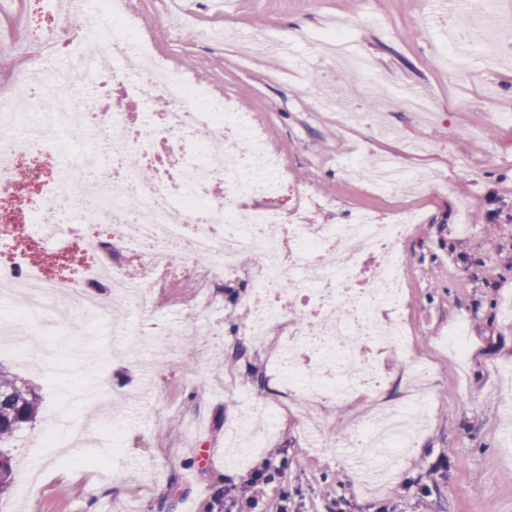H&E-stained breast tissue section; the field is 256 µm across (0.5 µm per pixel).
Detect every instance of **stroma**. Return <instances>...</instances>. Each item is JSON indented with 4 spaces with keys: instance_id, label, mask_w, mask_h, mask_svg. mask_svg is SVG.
<instances>
[{
    "instance_id": "35a3bbf8",
    "label": "stroma",
    "mask_w": 512,
    "mask_h": 512,
    "mask_svg": "<svg viewBox=\"0 0 512 512\" xmlns=\"http://www.w3.org/2000/svg\"><path fill=\"white\" fill-rule=\"evenodd\" d=\"M140 25L157 48L212 92L230 98L263 130L288 163L280 206L299 192L337 198L339 209L311 211L317 224H341L350 211L417 208L418 224L399 249L406 262L402 318L414 357L428 369V425L408 457L402 479L376 492L361 491L356 455H369L355 433L370 399L358 393L319 410L332 452H314L303 440V410L290 409L278 434L238 467L224 447V430L240 420L233 399L219 389L224 358L238 365L259 395L281 391L266 378L262 359L248 347L225 349L242 321L226 303L220 319H200L177 337L180 359L152 370L159 346L116 354L111 331L87 335L62 329L55 338L64 355L54 379L0 354V364L37 388L36 421L9 443L13 480L29 462L42 472L38 493L17 488L0 495V512H243L233 487L251 468L271 461L262 512H512V53L498 61L468 51L461 74L445 57L452 30L447 15L430 17L429 0H132ZM339 28L374 74L359 85L345 59L314 41ZM318 81L324 102L312 107L304 89ZM359 85L353 106L375 98L379 85L420 90L428 110L409 111L388 97L369 122L340 127L336 95ZM389 160L396 173L439 182L436 190L372 181L367 164ZM500 218L486 227L482 216ZM195 288L181 281L154 291L148 310L109 300L103 316L137 330L162 318L168 302L191 303ZM462 324L466 350L448 336ZM385 381L384 397L402 402L412 368L396 350L371 356ZM110 371L95 413L73 404L69 416L85 419L89 440L69 469L36 457L30 443L52 414L57 389L91 383L93 369ZM200 417L186 431L185 420Z\"/></svg>"
}]
</instances>
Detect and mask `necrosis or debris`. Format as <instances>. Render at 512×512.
Listing matches in <instances>:
<instances>
[{"label": "necrosis or debris", "instance_id": "obj_1", "mask_svg": "<svg viewBox=\"0 0 512 512\" xmlns=\"http://www.w3.org/2000/svg\"><path fill=\"white\" fill-rule=\"evenodd\" d=\"M67 47L73 58H94L92 93L67 78L48 79L44 59ZM150 84L167 111L139 113L141 86ZM253 144L250 153L237 149ZM138 155L153 169L145 180L131 175L125 160ZM56 156L50 177L35 176L40 203L16 206L27 194L15 177L19 160ZM288 182V165L270 151L247 113L198 86L173 68L144 40L128 0H101L95 15L61 9L58 0H31L23 29L0 39V330L42 335L46 327L98 324L105 293L147 307L152 291L191 279L195 301L179 306L154 334L166 363H173L175 334L196 317L224 310L223 286L247 276L251 289L238 296L244 312L238 333L265 359V370L316 407L356 392L381 397L384 381L365 348L401 346L403 258L396 245L418 217L397 210L386 221L363 211L347 223L314 224L312 209H336L338 200L312 196L283 209L270 205ZM98 198L95 207L86 197ZM70 201L78 223L62 227L59 203ZM139 257L148 285L129 280L116 253ZM180 265H172V253ZM251 253L254 264L242 269ZM377 256L373 280L356 289L337 315L357 253ZM301 297L302 322L277 307L283 293ZM25 307L13 308L17 298ZM226 390L246 419L277 422L286 403L251 393L236 379ZM427 390L414 385L403 405L373 410L358 435L378 448L383 478L394 459L407 454L427 417ZM243 424L224 432L225 447L247 450L251 433ZM84 425L48 426L37 451L72 465Z\"/></svg>", "mask_w": 512, "mask_h": 512}]
</instances>
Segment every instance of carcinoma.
<instances>
[{"mask_svg":"<svg viewBox=\"0 0 512 512\" xmlns=\"http://www.w3.org/2000/svg\"><path fill=\"white\" fill-rule=\"evenodd\" d=\"M40 396L9 369L0 366V444L35 422ZM13 468L10 449L0 447V494L11 484Z\"/></svg>","mask_w":512,"mask_h":512,"instance_id":"carcinoma-1","label":"carcinoma"}]
</instances>
